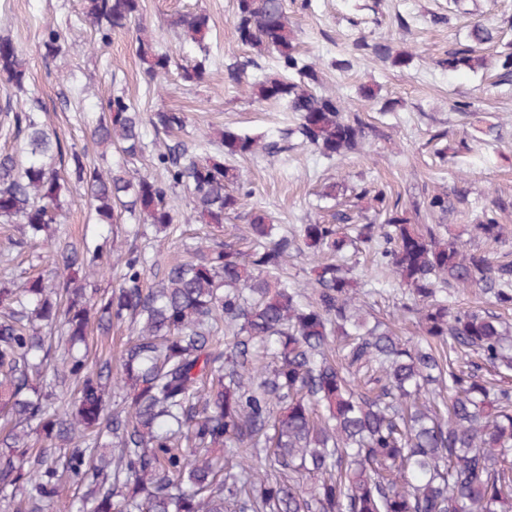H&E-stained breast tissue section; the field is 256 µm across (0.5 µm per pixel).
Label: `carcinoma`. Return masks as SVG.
Instances as JSON below:
<instances>
[{
	"instance_id": "1",
	"label": "carcinoma",
	"mask_w": 512,
	"mask_h": 512,
	"mask_svg": "<svg viewBox=\"0 0 512 512\" xmlns=\"http://www.w3.org/2000/svg\"><path fill=\"white\" fill-rule=\"evenodd\" d=\"M101 31H141V0H84ZM180 36L199 54L181 78L199 83L214 63L210 16L180 14ZM234 30L245 45L277 54L278 70L253 85L259 101L299 116L293 130L324 157L362 148L363 106L316 91L315 67L298 49L285 0H237ZM499 30L477 21L448 43L450 72L486 66ZM146 83L169 72L172 56L136 38ZM369 51L402 66L382 41ZM252 59L226 67L249 78ZM501 82L512 81V52L496 55ZM0 81L27 93L22 50L0 38ZM93 126L96 146L115 147L126 164L145 151L141 113L122 94ZM157 130L186 126L182 112L148 116ZM0 133L15 148L0 154V224H23L33 238L60 223L72 174L97 224L146 216L173 223L168 194L188 193L190 217L221 225L243 205L236 169L221 155L247 158L275 142L224 129L220 154L176 145L160 157L167 179L87 163V148L65 146L41 113L0 106ZM374 220L362 210L275 230L268 214L248 217L253 248L231 242L198 247L195 260L168 266L142 287L144 258L115 252L126 269L109 293L92 287L99 247L69 245L50 276L0 284V506L7 512H512V324L482 309L448 307V286L480 288L512 306V262L446 238L439 224H412L400 200L374 195ZM463 198L434 194L415 213L446 215ZM495 198L472 237L502 243ZM378 244L390 285L408 291L417 338L370 324L367 295L345 255ZM328 253L314 266L313 299L282 276L289 254ZM129 322L135 336L120 371L88 363V337ZM58 349L59 364L50 362ZM121 402L112 404L116 391Z\"/></svg>"
}]
</instances>
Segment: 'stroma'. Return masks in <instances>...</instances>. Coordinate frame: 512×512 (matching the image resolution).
Segmentation results:
<instances>
[{
  "label": "stroma",
  "instance_id": "obj_1",
  "mask_svg": "<svg viewBox=\"0 0 512 512\" xmlns=\"http://www.w3.org/2000/svg\"><path fill=\"white\" fill-rule=\"evenodd\" d=\"M187 10L210 15L208 42L216 62L202 83L184 82L176 68L155 91L146 87L131 34L95 30L84 20L81 0H0V36L22 48L42 118L68 143L87 145L89 123L118 91L146 114L158 109L185 113V131L143 129L148 148L141 167L156 178L166 175L158 157L170 146L182 142L199 155H212L219 132L227 127L284 145L280 154L235 157L231 164L249 193L247 209L266 211L291 232L321 219L322 207L344 208L363 188L383 190L405 205L454 189L475 207L498 196L512 199V84H492L485 69L455 75L440 63L449 39L467 38L472 22L481 18H493L504 42L512 44V0H461L453 16L448 0H288V23L301 53L318 64L323 91L357 102L363 92L373 94L363 114V149L334 160L300 143L293 133L296 113L254 99L250 88L227 81L226 67L236 60L255 59L251 74L256 80L277 69L275 53L238 44L236 0H142L146 36L178 65L192 61L196 46L178 39L170 25ZM52 29L63 37V57L56 61L45 56ZM361 37L388 39L394 52L408 56V64L398 67L367 55L346 73L329 67L331 56L351 52ZM478 88L483 95L476 111L452 110L453 101L473 96ZM472 139L479 142L478 153H460V142ZM331 185L336 188L332 199L325 195ZM70 199L52 227L51 241L26 246L19 225L0 224V261L10 260L14 276L46 269L56 257V244L97 241L103 245L97 286L106 289L122 274L112 265L113 247L141 251L158 240L162 263L147 266L142 275L149 287L162 277L165 264L188 257L203 243L237 241L247 226L242 216L220 229L186 221L181 191L168 198L174 221L163 229L140 219L95 224L79 194L71 193Z\"/></svg>",
  "mask_w": 512,
  "mask_h": 512
}]
</instances>
